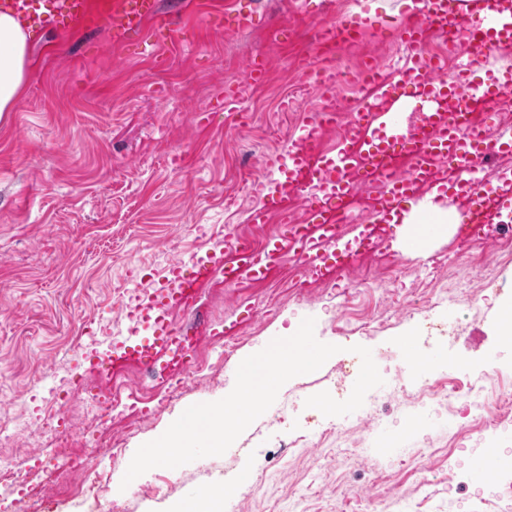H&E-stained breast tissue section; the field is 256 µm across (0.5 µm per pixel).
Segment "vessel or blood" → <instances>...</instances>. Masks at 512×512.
Here are the masks:
<instances>
[{
	"label": "vessel or blood",
	"instance_id": "1",
	"mask_svg": "<svg viewBox=\"0 0 512 512\" xmlns=\"http://www.w3.org/2000/svg\"><path fill=\"white\" fill-rule=\"evenodd\" d=\"M416 2L414 20L403 26L400 35L404 64L394 76L373 73V92L337 148H321L322 134L335 125L336 114L320 106L312 109L285 149L265 161L260 178L262 201L253 210L251 221L263 224L278 215L286 232L259 249L246 238L229 234L210 251L193 255L191 263L169 266L154 287L142 290L126 304L125 316L131 324L127 336L113 340L99 353L94 367L116 370L132 363L144 368L158 365L186 335L173 321V314L190 308L201 288L216 277L245 286L265 279L289 256L298 262V275L321 277L325 248L335 243L339 234L335 213L363 176H371L378 188L374 209L378 216L401 207L415 195L419 184L441 187L436 169L443 163L457 171L460 193L476 195L488 155L512 150V130H501L498 140H490L488 128L462 127L441 106L457 97L487 102L512 88V71L502 80H477L471 76L468 60L475 49L512 43V20L505 13V0H479L478 11L461 30L456 0ZM89 9V0H0V11L44 30L78 25ZM156 16L157 0H110L102 19L119 43ZM357 32V26L340 21L320 27L318 43L330 51L355 40ZM433 32L461 35L464 57L456 68H449L443 60L420 58L418 48ZM265 75L264 65L251 66L237 92L226 96L225 111H237L244 98L264 82ZM398 152L413 158L410 171L383 163V156ZM497 471L496 452L489 448L472 467L470 479L483 484L493 480Z\"/></svg>",
	"mask_w": 512,
	"mask_h": 512
}]
</instances>
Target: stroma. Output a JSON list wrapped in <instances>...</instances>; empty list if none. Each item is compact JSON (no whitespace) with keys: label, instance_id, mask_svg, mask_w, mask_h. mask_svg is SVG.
<instances>
[{"label":"stroma","instance_id":"obj_1","mask_svg":"<svg viewBox=\"0 0 512 512\" xmlns=\"http://www.w3.org/2000/svg\"><path fill=\"white\" fill-rule=\"evenodd\" d=\"M224 2L159 0L158 23L195 29L160 55L147 42L113 45L96 18L34 34L30 79L15 110L0 119V427L10 436L0 457L19 466L34 452L51 453L60 439L79 453L107 447L101 465L111 482L103 496L71 493L63 474L50 471L40 481L56 494L39 512H165L171 500L215 481L236 488L248 467L253 479L237 489L236 512H512V473L484 485L459 480L485 441L447 401L420 390L404 350L412 342L426 358L434 337L456 329L443 365L455 378L486 377L478 404L497 419L499 448L512 450V350L499 349L496 334L512 291V250L491 244L498 214L467 240L437 225L423 252L406 250L398 225L387 226L378 251L318 286L287 270L246 289L224 285L209 296L204 318L210 327L235 325L224 340L229 356L203 347L169 398L152 380L126 376L123 400H152L140 426L125 429L117 418L94 429L75 417L44 423L67 382L82 384L86 406L99 399L82 355L126 335L117 313L122 297L151 287L172 259L213 248L225 234L268 240L280 232V224L250 221L261 202L258 163L284 149L311 107L346 104L351 90L302 82V60L277 34L309 43L317 23L359 24L357 43L330 64L355 77L372 58L401 62L398 28L413 18L402 0H379L372 20L360 15L361 0H238L253 15L248 29L210 27L208 7ZM256 56L269 61L263 86L238 112L224 111L226 82L240 79ZM307 317L316 338L341 351L283 385L279 394L291 404L281 424L255 420L236 440L237 456L156 467L122 486L139 446L185 408L229 394L244 358L291 336ZM93 320L100 331L84 337ZM354 345L378 353L382 398L365 408L387 422L391 449L369 447L352 416L329 421L305 405L321 391L349 397L354 381L341 369ZM426 406L432 418L422 425L411 414ZM146 486L153 494L143 495Z\"/></svg>","mask_w":512,"mask_h":512}]
</instances>
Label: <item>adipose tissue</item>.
Segmentation results:
<instances>
[{
	"instance_id": "obj_1",
	"label": "adipose tissue",
	"mask_w": 512,
	"mask_h": 512,
	"mask_svg": "<svg viewBox=\"0 0 512 512\" xmlns=\"http://www.w3.org/2000/svg\"><path fill=\"white\" fill-rule=\"evenodd\" d=\"M29 39V31L13 15L0 11V115L14 111L26 82ZM425 219L437 224H457L461 213L447 206L445 196L432 190L404 213L402 221L416 224Z\"/></svg>"
}]
</instances>
